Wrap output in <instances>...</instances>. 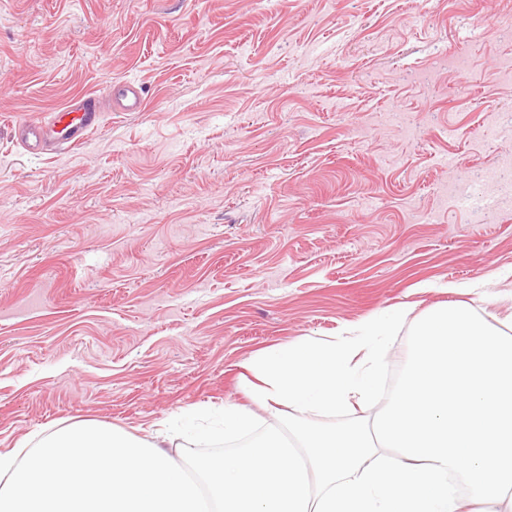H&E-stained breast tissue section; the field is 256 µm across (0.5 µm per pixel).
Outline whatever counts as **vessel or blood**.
Wrapping results in <instances>:
<instances>
[{"label": "vessel or blood", "mask_w": 512, "mask_h": 512, "mask_svg": "<svg viewBox=\"0 0 512 512\" xmlns=\"http://www.w3.org/2000/svg\"><path fill=\"white\" fill-rule=\"evenodd\" d=\"M143 105L142 88L132 81L122 82L113 85L104 96L92 93L75 96L46 118L16 121L15 138L27 153L33 155L55 148L73 149L98 126L104 108L115 112H139Z\"/></svg>", "instance_id": "b4317fda"}]
</instances>
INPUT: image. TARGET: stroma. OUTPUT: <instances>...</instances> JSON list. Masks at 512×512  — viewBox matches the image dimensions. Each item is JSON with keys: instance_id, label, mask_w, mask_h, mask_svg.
Listing matches in <instances>:
<instances>
[{"instance_id": "35a3bbf8", "label": "stroma", "mask_w": 512, "mask_h": 512, "mask_svg": "<svg viewBox=\"0 0 512 512\" xmlns=\"http://www.w3.org/2000/svg\"><path fill=\"white\" fill-rule=\"evenodd\" d=\"M512 0H0V453L154 440L255 352L512 312ZM133 79L72 151L12 123Z\"/></svg>"}]
</instances>
